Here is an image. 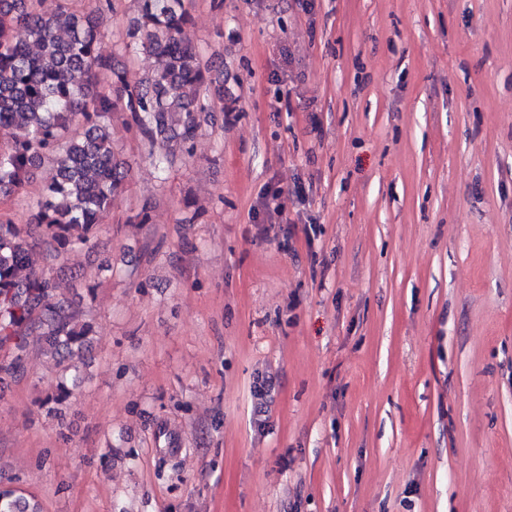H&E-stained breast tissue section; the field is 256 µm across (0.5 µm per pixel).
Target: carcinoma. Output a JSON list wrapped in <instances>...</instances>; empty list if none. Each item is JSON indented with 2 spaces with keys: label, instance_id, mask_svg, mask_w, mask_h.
Instances as JSON below:
<instances>
[{
  "label": "carcinoma",
  "instance_id": "cac0c4a2",
  "mask_svg": "<svg viewBox=\"0 0 512 512\" xmlns=\"http://www.w3.org/2000/svg\"><path fill=\"white\" fill-rule=\"evenodd\" d=\"M105 5L79 14L61 0L52 13L39 0H0V197L18 193L52 159L35 214L43 262L91 245L99 224L124 191L128 164L115 155L112 114L128 112L149 146L176 140L187 154L207 108L200 90L211 62L192 44L182 0H135L136 28L126 48L151 53L157 67L130 84L126 71L100 52ZM28 227L0 224V373L13 374L33 341L63 360L91 332L78 323L53 278L39 266ZM0 512H40L23 497L0 501Z\"/></svg>",
  "mask_w": 512,
  "mask_h": 512
}]
</instances>
